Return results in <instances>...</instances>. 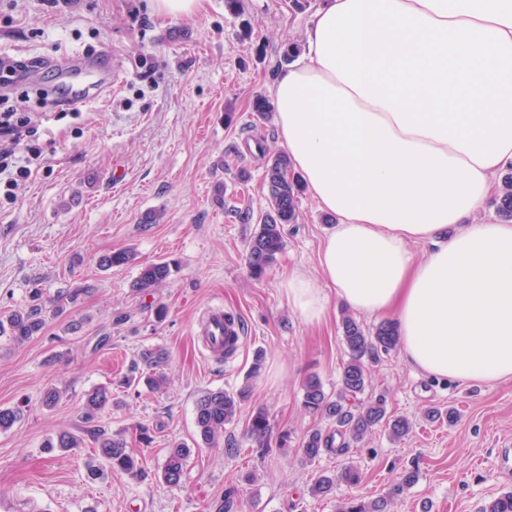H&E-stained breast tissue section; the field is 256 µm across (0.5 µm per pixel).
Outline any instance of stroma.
Listing matches in <instances>:
<instances>
[{
	"instance_id": "1",
	"label": "stroma",
	"mask_w": 512,
	"mask_h": 512,
	"mask_svg": "<svg viewBox=\"0 0 512 512\" xmlns=\"http://www.w3.org/2000/svg\"><path fill=\"white\" fill-rule=\"evenodd\" d=\"M253 30L224 0H202L193 15L154 14L149 0H0V58L35 65L0 85V100L38 116L42 155L16 200H0V315L28 308L40 290L46 326L15 343L0 338V407L23 416L0 431V501L24 512H205L226 488L238 490L241 512H336L341 499L386 496L407 469L418 483L393 512H479L512 491V471L497 467L512 449V380L453 384L430 379L392 350L371 367L364 397L384 398L388 413L416 422L401 442L373 429L342 455L303 462L300 446L327 421L303 407V385L317 376L325 391L338 387L347 353L341 305L303 322L288 301L292 271L319 277V252L331 225L309 194L299 221L284 227L285 248L266 276L252 280L246 245L255 224L233 207L266 205L265 161L282 146L274 119L258 118L255 96H271L280 59L301 42L320 0H243ZM109 51L118 71L112 89L78 110L43 106L41 89L63 88L56 64L63 54ZM233 122H225V113ZM250 179L240 183L239 169ZM159 214L146 225V213ZM130 248L135 264L102 270L99 259ZM173 259L178 269L150 295L133 292L139 265ZM167 316L156 320L154 309ZM215 308L237 314L244 342L230 359L214 360L197 341L202 317ZM169 353L170 386L151 393L118 387L140 350ZM264 358L251 376L256 352ZM112 390L113 404L94 424L82 418L88 391ZM51 387L63 398L41 403ZM247 390L224 445L196 451L184 481L160 477L165 450L192 443L194 406L204 390ZM269 414L268 447L246 435L256 408ZM456 408L454 425L422 421L431 408ZM124 437L147 472L137 481L120 472L90 480V426ZM82 437L81 447L47 450L60 431ZM355 465L359 483L340 484L335 496H311L319 471Z\"/></svg>"
}]
</instances>
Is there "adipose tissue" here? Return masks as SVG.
Masks as SVG:
<instances>
[{"label": "adipose tissue", "mask_w": 512, "mask_h": 512, "mask_svg": "<svg viewBox=\"0 0 512 512\" xmlns=\"http://www.w3.org/2000/svg\"><path fill=\"white\" fill-rule=\"evenodd\" d=\"M273 100L336 218L320 279L288 278L294 313L320 321L332 295L392 316L430 378L512 379V223L477 219L512 166V0H322Z\"/></svg>", "instance_id": "1"}]
</instances>
